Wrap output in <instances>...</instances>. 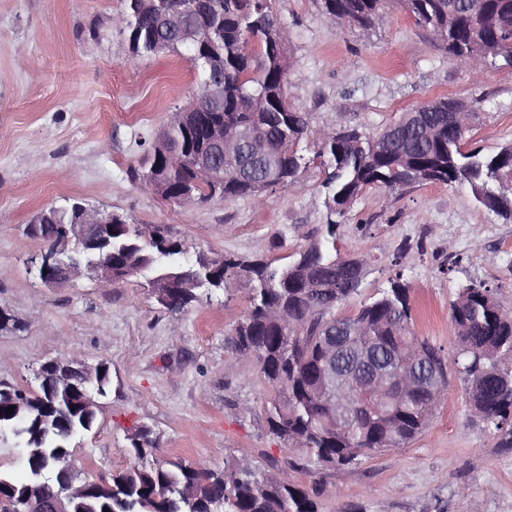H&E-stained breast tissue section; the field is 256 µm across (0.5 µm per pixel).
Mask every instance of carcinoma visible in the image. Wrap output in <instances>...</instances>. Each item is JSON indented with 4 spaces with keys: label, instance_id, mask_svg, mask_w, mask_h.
<instances>
[{
    "label": "carcinoma",
    "instance_id": "carcinoma-1",
    "mask_svg": "<svg viewBox=\"0 0 512 512\" xmlns=\"http://www.w3.org/2000/svg\"><path fill=\"white\" fill-rule=\"evenodd\" d=\"M123 31L131 60L162 53L187 52L197 70L200 110L185 112L147 149L144 170L131 176L147 190L167 198L174 189L192 191L195 202L214 197L260 200L269 186L292 184L300 171L317 168L322 181L326 222L316 236L286 263L231 255L224 262L203 260L187 265L183 244L161 235L149 240L140 226L118 212L119 226L110 244L87 253L91 260L112 254L114 281L157 278L166 273L191 274V286L172 290L180 310L204 294L243 282L249 305L236 323L231 343L269 387L274 396L266 405L270 432L288 445L308 450L317 467H356L376 454L405 448L429 425L448 385L435 394L385 396L362 400L354 396L348 424L339 425L322 376V352L327 336L349 357L362 348L398 351L407 356H451L417 336L403 274L379 290L352 314H339L359 291L366 275L364 255H347L336 246V216L344 215L357 197L371 187L396 189L416 183L466 185L474 200L512 220V146L493 153L460 147L462 131L446 112H404L381 132L366 136L355 129L314 130L307 115L283 107L288 56L275 39L282 30L271 0H205L201 21L209 31L205 48H190L159 21V14L181 6L183 0H122ZM329 21L338 27L372 30L399 8L416 26L433 34L454 59L475 70L512 67V0H456L460 13L452 16L451 0H319ZM224 58V101L206 97L211 80L207 63ZM208 116L216 130L252 126L279 154L275 165L260 161L243 172L237 158H224V183L209 188L197 184L190 157L205 150L197 114ZM171 156L162 159L159 148ZM82 206L75 198L52 207L40 240L48 247ZM457 345L453 363L467 385L469 404L498 434V447L512 448V309L486 286H467L451 303ZM95 397L112 389L110 362L97 363ZM61 387L49 390L40 379L38 390L27 392L0 383V428L18 431L25 440H38L37 418L52 411L69 424L45 438L44 454L17 479L0 472V512H20L30 488L39 484L46 499L65 495L67 485L58 467L74 462L71 441L91 432L98 408L88 410ZM14 407L12 414L6 408ZM151 431L143 427L128 437L132 462L112 474L105 488L74 501L73 512H319L318 491L298 486L284 471L269 475L251 466L213 468L205 464L160 463L154 460Z\"/></svg>",
    "mask_w": 512,
    "mask_h": 512
}]
</instances>
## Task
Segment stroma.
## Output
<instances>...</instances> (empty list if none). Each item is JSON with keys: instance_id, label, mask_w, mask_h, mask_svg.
I'll use <instances>...</instances> for the list:
<instances>
[{"instance_id": "1", "label": "stroma", "mask_w": 512, "mask_h": 512, "mask_svg": "<svg viewBox=\"0 0 512 512\" xmlns=\"http://www.w3.org/2000/svg\"><path fill=\"white\" fill-rule=\"evenodd\" d=\"M121 0H0V311L19 322L0 331V382L37 390L41 364L74 354L109 361L112 393L97 429L71 446L79 475L125 469L129 434L149 428L156 456L275 474L296 461L294 481L323 488L320 512H512V450L467 405L466 385L448 390L409 446L355 469L309 465L268 429L269 389L249 372L229 336L248 306L233 285L178 310L161 308L144 280L98 288L82 277L44 285L29 266L44 243L28 235L35 216L67 197L120 211L138 224L167 225L189 257L283 259L325 222L311 168L264 201L214 199L182 206L130 179L142 144L197 92L189 55L131 61L116 23ZM288 33L287 92L312 128L371 135L437 98L477 101L468 147L512 144V68L473 69L403 11L367 33L336 27L318 0H272ZM341 253L369 260L359 297L403 273L418 336L455 350L450 304L470 284L495 289L512 308V221L475 205L457 185L373 187L337 220Z\"/></svg>"}]
</instances>
